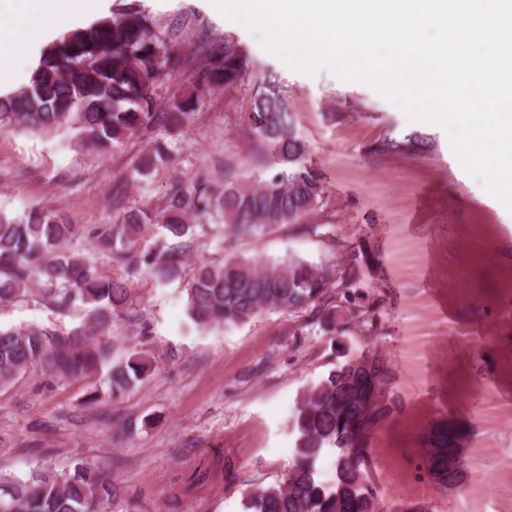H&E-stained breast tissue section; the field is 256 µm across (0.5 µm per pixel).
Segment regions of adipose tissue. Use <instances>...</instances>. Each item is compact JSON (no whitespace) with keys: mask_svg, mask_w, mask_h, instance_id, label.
I'll use <instances>...</instances> for the list:
<instances>
[{"mask_svg":"<svg viewBox=\"0 0 512 512\" xmlns=\"http://www.w3.org/2000/svg\"><path fill=\"white\" fill-rule=\"evenodd\" d=\"M35 14L34 22L17 21L12 26L0 28V42L25 48L41 39L49 28L66 27L75 12L96 13L99 0H30Z\"/></svg>","mask_w":512,"mask_h":512,"instance_id":"ef3b65f1","label":"adipose tissue"}]
</instances>
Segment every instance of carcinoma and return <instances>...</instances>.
Listing matches in <instances>:
<instances>
[{"instance_id":"1","label":"carcinoma","mask_w":512,"mask_h":512,"mask_svg":"<svg viewBox=\"0 0 512 512\" xmlns=\"http://www.w3.org/2000/svg\"><path fill=\"white\" fill-rule=\"evenodd\" d=\"M204 55L192 88L164 112L155 111V90L185 59L176 45L154 30L140 0H119L111 15L75 27L42 49L29 83L0 95V129L21 127L77 132L94 149L121 144L131 136L161 127L174 131L194 120L193 99L252 78L249 56L229 41L200 42ZM247 135L269 152L276 172L268 178H244L232 162L224 180L199 175L175 176L155 210L127 205L126 193L112 195L113 220L91 233L93 249L108 256L113 274L75 249L85 228L59 211L31 209L21 216L0 212V304L34 298L61 311L80 308L87 329L50 327L0 329V385L9 384L29 365L42 364L52 380L86 376L104 366L105 389L89 393L94 404L117 397L149 379L152 360L143 352L112 357L104 335L112 322L140 321L136 280L148 276L159 284L186 282L187 315L195 329L245 323L267 309L312 308L317 320L338 332L336 295L352 298L359 280L357 258L350 265L315 264L285 257L276 262L231 256L218 264L193 267L182 274L189 239L206 223H222L228 234L251 238L276 226L301 224L324 206L322 179L305 165L309 145L296 129L282 89L269 76L255 78L246 112ZM430 138L413 131L398 139L386 132L375 141L378 152L415 153ZM171 159L167 143L145 152L134 169L136 179H150ZM163 238L146 246L149 226ZM176 242L170 243L168 239ZM392 366L380 352L368 350L337 363L305 392L296 406L295 459L280 483L257 488L244 498V512H379L366 485L370 434L393 413L388 385ZM465 433L443 424L428 448V476L443 488H455L465 469L461 457ZM324 448L343 450L337 460L336 485L315 479L314 461ZM114 490L94 463L82 460L57 466L45 460L20 473L0 471V512H98Z\"/></svg>"}]
</instances>
